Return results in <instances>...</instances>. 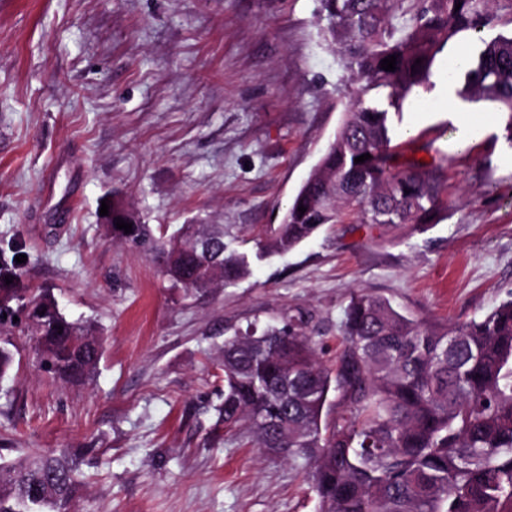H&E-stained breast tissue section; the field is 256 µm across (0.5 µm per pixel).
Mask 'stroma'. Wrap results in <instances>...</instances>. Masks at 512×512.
<instances>
[{"label":"stroma","mask_w":512,"mask_h":512,"mask_svg":"<svg viewBox=\"0 0 512 512\" xmlns=\"http://www.w3.org/2000/svg\"><path fill=\"white\" fill-rule=\"evenodd\" d=\"M315 0H0V253L105 338L91 380L54 377L13 329L0 461L85 453L77 512H318L312 464L225 432L224 338L301 317L335 365L352 293L452 325L512 297L507 114L409 98L400 161H438L434 224H331L246 279L185 294L113 241L104 199L176 230L220 224L253 253L333 140L356 87ZM74 205L71 221L59 220Z\"/></svg>","instance_id":"1"}]
</instances>
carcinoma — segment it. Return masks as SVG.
Listing matches in <instances>:
<instances>
[{
  "label": "carcinoma",
  "mask_w": 512,
  "mask_h": 512,
  "mask_svg": "<svg viewBox=\"0 0 512 512\" xmlns=\"http://www.w3.org/2000/svg\"><path fill=\"white\" fill-rule=\"evenodd\" d=\"M317 2L322 40L360 87L281 224L256 239L259 256L288 252L345 220H435L442 166L400 162L391 132L404 101L428 89L446 46H456L464 67L458 95L512 116V36H483L493 0ZM462 34L469 42L459 41ZM392 55L396 70L381 69ZM363 154L371 158L354 163ZM119 218L132 232L116 228ZM108 232L159 259L188 292L222 288L250 272L246 256L226 252L220 224H183L170 235L114 202ZM200 237L212 243L208 258L195 249ZM14 300L30 307L24 331L45 365L63 381L88 380L102 355L100 337L68 320L50 295L26 287L16 261L0 257V321ZM301 323L290 315L281 327L224 337V431L244 425L256 447L313 461L319 512H512V297L444 328L385 298L354 294L334 372L318 361ZM332 390L347 409L324 426ZM81 465V453L67 448L0 462V512H70Z\"/></svg>",
  "instance_id": "cac0c4a2"
}]
</instances>
